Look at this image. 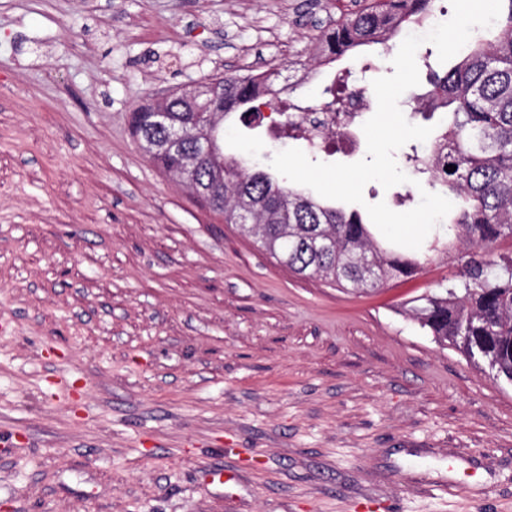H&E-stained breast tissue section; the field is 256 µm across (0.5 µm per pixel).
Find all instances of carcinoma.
I'll return each instance as SVG.
<instances>
[{"label": "carcinoma", "mask_w": 512, "mask_h": 512, "mask_svg": "<svg viewBox=\"0 0 512 512\" xmlns=\"http://www.w3.org/2000/svg\"><path fill=\"white\" fill-rule=\"evenodd\" d=\"M444 0H374L323 34L322 52L335 61L355 48L384 44L401 28L435 12ZM472 31L459 61L440 75L430 71L441 91L433 107H448V164L455 171L428 186L454 199L438 243L460 240L476 248L458 278L440 291L415 298V318L438 342L461 349L493 378L512 384V254L494 245L512 240V0H502L497 21ZM223 97L222 116L239 109L252 113L258 81L251 74L216 79ZM180 121L195 116L178 98L168 103ZM132 134L144 142L156 135L152 109L132 114ZM190 144L147 154L160 170L178 174ZM203 184L223 183L222 194L209 205L255 238L278 263L303 277H317L339 288L374 290L393 279L413 278L423 269L417 253H403L378 243L362 214L292 187L271 166L224 153L216 134L209 164L196 172Z\"/></svg>", "instance_id": "carcinoma-1"}]
</instances>
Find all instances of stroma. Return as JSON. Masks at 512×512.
Segmentation results:
<instances>
[{
	"mask_svg": "<svg viewBox=\"0 0 512 512\" xmlns=\"http://www.w3.org/2000/svg\"><path fill=\"white\" fill-rule=\"evenodd\" d=\"M364 0H0V512H512V385L375 290L296 275L161 173L130 114L304 58ZM231 153L271 151L224 121Z\"/></svg>",
	"mask_w": 512,
	"mask_h": 512,
	"instance_id": "obj_1",
	"label": "stroma"
}]
</instances>
